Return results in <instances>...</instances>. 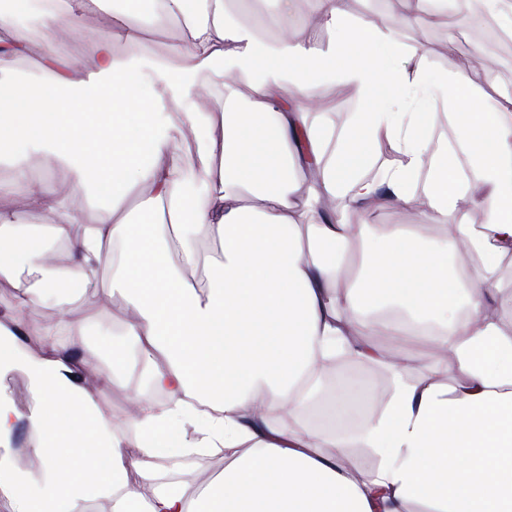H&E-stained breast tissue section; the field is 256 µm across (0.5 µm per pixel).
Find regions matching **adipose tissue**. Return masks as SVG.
Wrapping results in <instances>:
<instances>
[{"label":"adipose tissue","mask_w":512,"mask_h":512,"mask_svg":"<svg viewBox=\"0 0 512 512\" xmlns=\"http://www.w3.org/2000/svg\"><path fill=\"white\" fill-rule=\"evenodd\" d=\"M104 2L44 9L39 72L22 81L9 75L23 49L19 0L0 5V147L25 143L45 168L67 162L77 173L63 192L19 162L0 180V199L23 196L47 219L0 224V284L14 296L0 313V373L26 371L32 401L19 413L0 385V494L12 512H83L101 497L112 512H512V331L489 312L485 291L512 252V107L452 68L414 65L422 46L399 37L446 15L448 0H407L395 22L356 20L343 0H315L324 45L296 41L285 22L268 38L261 16L240 23L226 0H152L153 21L183 19L187 46L122 59L113 38L138 40L146 21L140 0H126L90 57L67 56L69 30ZM204 73L224 88L221 116L181 109L202 94ZM243 82L253 87L247 101ZM326 84L352 87L361 103L344 130L313 115ZM444 120L456 147L434 162L429 196L445 238L361 222L374 205L416 206L412 184ZM216 124L221 138L202 136ZM175 132L194 136L195 167L172 156ZM383 137L401 160L365 179L360 170ZM311 168L320 179L297 201L298 176ZM89 189L105 207H77ZM130 189L143 222L120 207ZM248 193L259 206L246 204ZM474 205L485 223L471 222ZM200 234L221 246L203 282L184 274L198 262ZM49 240L72 260L52 280ZM117 248L123 333L142 347L160 394L133 397L131 434L101 406L94 363L75 365L69 339L84 319L60 308L40 351L19 341L30 306L66 281L93 286ZM458 252L474 261L464 279L448 268ZM389 331L437 352L439 363L409 374L402 352L373 344ZM339 354L394 375L386 404L356 433L300 422L323 394V364ZM444 370L454 385L437 382ZM286 415L299 427L284 426ZM20 426L40 461L32 471L13 462ZM184 448L226 449L222 474L161 484L147 459ZM351 448L370 449L377 467L347 466ZM132 469L154 484L150 495L128 482Z\"/></svg>","instance_id":"obj_1"}]
</instances>
